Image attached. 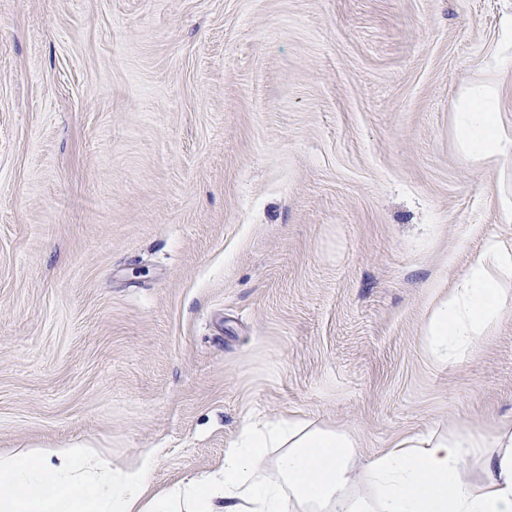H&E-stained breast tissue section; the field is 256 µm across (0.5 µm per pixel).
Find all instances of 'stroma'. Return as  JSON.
<instances>
[{
    "mask_svg": "<svg viewBox=\"0 0 512 512\" xmlns=\"http://www.w3.org/2000/svg\"><path fill=\"white\" fill-rule=\"evenodd\" d=\"M512 0H0V448L224 460L245 415L396 438L512 420V304L421 336L512 245L452 106ZM512 246L487 237L481 254L459 287L434 298L426 311L423 336L443 364L459 362L470 346L486 336L511 302Z\"/></svg>",
    "mask_w": 512,
    "mask_h": 512,
    "instance_id": "stroma-1",
    "label": "stroma"
}]
</instances>
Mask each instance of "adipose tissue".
I'll return each mask as SVG.
<instances>
[{"label":"adipose tissue","instance_id":"1","mask_svg":"<svg viewBox=\"0 0 512 512\" xmlns=\"http://www.w3.org/2000/svg\"><path fill=\"white\" fill-rule=\"evenodd\" d=\"M497 67L454 104L461 149L489 167L512 159ZM512 299V246L487 237L466 278L426 311L423 334L441 363L462 361ZM353 433L302 413L245 418L223 463L164 487L155 460L122 463L99 448L0 452V512H512V421L490 434L463 425L401 437L360 456Z\"/></svg>","mask_w":512,"mask_h":512}]
</instances>
